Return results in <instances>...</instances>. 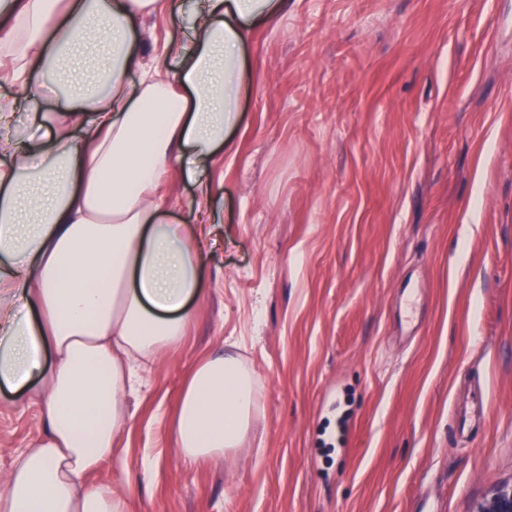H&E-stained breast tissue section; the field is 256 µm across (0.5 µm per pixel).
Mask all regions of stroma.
<instances>
[{"label": "stroma", "instance_id": "stroma-1", "mask_svg": "<svg viewBox=\"0 0 512 512\" xmlns=\"http://www.w3.org/2000/svg\"><path fill=\"white\" fill-rule=\"evenodd\" d=\"M245 58L197 314L91 484L134 512H475L512 480V0H288ZM220 347L253 428L186 467L171 418ZM43 431L0 391V471Z\"/></svg>", "mask_w": 512, "mask_h": 512}]
</instances>
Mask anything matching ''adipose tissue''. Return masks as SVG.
<instances>
[{
	"mask_svg": "<svg viewBox=\"0 0 512 512\" xmlns=\"http://www.w3.org/2000/svg\"><path fill=\"white\" fill-rule=\"evenodd\" d=\"M287 0H0L13 83L0 97V388L37 394L43 436L0 473V512H129L128 494L87 478L131 431L122 402L138 368L182 345L214 235L212 168L248 88L242 47ZM184 24L187 45L134 49L145 18ZM178 52L175 69L148 62ZM137 73L129 82V73ZM59 110L42 109L43 92ZM31 112V120L18 116ZM83 127L74 136V127ZM197 187L193 231L161 193ZM258 383L215 350L189 371L171 422L186 465L240 447Z\"/></svg>",
	"mask_w": 512,
	"mask_h": 512,
	"instance_id": "ef3b65f1",
	"label": "adipose tissue"
}]
</instances>
